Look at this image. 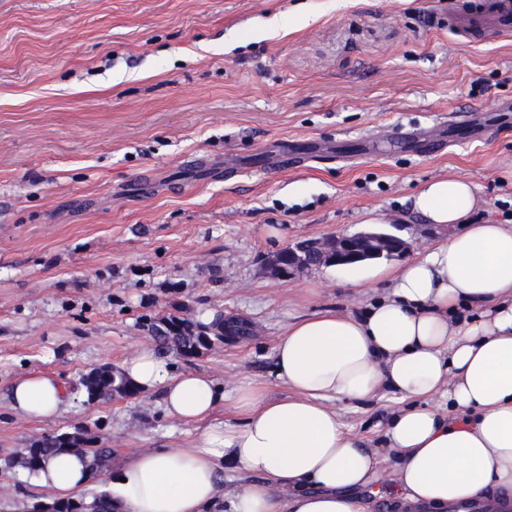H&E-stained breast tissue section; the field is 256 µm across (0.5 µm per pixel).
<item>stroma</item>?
I'll use <instances>...</instances> for the list:
<instances>
[{"label": "stroma", "instance_id": "1", "mask_svg": "<svg viewBox=\"0 0 512 512\" xmlns=\"http://www.w3.org/2000/svg\"><path fill=\"white\" fill-rule=\"evenodd\" d=\"M277 13L289 31L261 33ZM447 16L448 0H0V512L49 500L8 465L40 436L83 433L117 466L198 434L157 392L28 419L9 405L14 380L78 386L153 345L151 320L221 310L255 334L173 366L230 396H285L278 336L362 312L385 280L373 261L286 282L267 254L369 229L446 240L457 226L413 207L438 177L477 187L476 217L512 211V32L477 22L461 36ZM401 406L383 387L336 404L380 451L363 490L375 512H398L385 432Z\"/></svg>", "mask_w": 512, "mask_h": 512}]
</instances>
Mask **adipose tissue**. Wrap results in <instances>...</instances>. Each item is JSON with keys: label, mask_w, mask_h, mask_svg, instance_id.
I'll use <instances>...</instances> for the list:
<instances>
[{"label": "adipose tissue", "mask_w": 512, "mask_h": 512, "mask_svg": "<svg viewBox=\"0 0 512 512\" xmlns=\"http://www.w3.org/2000/svg\"><path fill=\"white\" fill-rule=\"evenodd\" d=\"M474 187L459 178L421 185L414 207L435 225H462L389 275L387 294L361 315L317 313L279 336L275 377L281 398L237 391L238 428L212 423L228 399L204 373L174 372L144 348L121 365L140 390H161L165 412L201 425L190 448L136 452L114 473L115 512H369L359 490L377 464L357 435L344 432L339 400L386 386L408 406L386 431L400 449V499L426 512L499 502L512 512V223H477ZM441 395L446 412L427 407ZM15 411L59 416L74 396L54 375L30 373L10 388ZM257 475L226 497L220 474ZM85 456L66 451L30 479L59 497L89 482Z\"/></svg>", "instance_id": "adipose-tissue-1"}]
</instances>
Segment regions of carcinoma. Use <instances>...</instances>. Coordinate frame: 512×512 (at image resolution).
<instances>
[{"label": "carcinoma", "instance_id": "carcinoma-1", "mask_svg": "<svg viewBox=\"0 0 512 512\" xmlns=\"http://www.w3.org/2000/svg\"><path fill=\"white\" fill-rule=\"evenodd\" d=\"M150 330L159 344L160 349L173 351L179 355H195L201 349H208L216 344L224 343V313L217 312L207 323H199L169 316L150 323ZM88 398L110 400L114 397H133L139 388L127 378L120 369L111 367L96 373H89L82 379ZM36 453L24 451L12 459V464L33 473L41 468L36 462L39 456L47 459L65 450L62 435H45L35 442ZM90 469L103 471L109 467L114 457L111 448H94L86 453ZM80 512H112L110 495L101 493L90 502L82 503Z\"/></svg>", "mask_w": 512, "mask_h": 512}]
</instances>
